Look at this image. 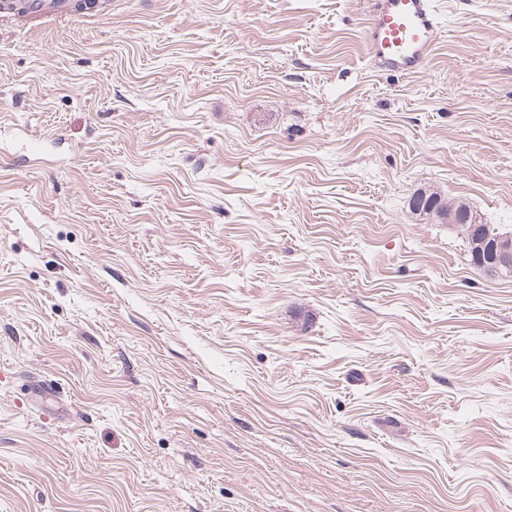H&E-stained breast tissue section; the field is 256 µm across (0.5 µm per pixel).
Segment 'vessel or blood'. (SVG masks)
<instances>
[{
	"label": "vessel or blood",
	"mask_w": 512,
	"mask_h": 512,
	"mask_svg": "<svg viewBox=\"0 0 512 512\" xmlns=\"http://www.w3.org/2000/svg\"><path fill=\"white\" fill-rule=\"evenodd\" d=\"M36 20L70 12L68 0H32ZM365 45L370 60L385 71L414 75L436 49L441 23L436 0H370Z\"/></svg>",
	"instance_id": "1"
}]
</instances>
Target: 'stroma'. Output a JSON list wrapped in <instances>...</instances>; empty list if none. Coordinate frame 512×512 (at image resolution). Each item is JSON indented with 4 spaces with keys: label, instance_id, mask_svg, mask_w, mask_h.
Segmentation results:
<instances>
[{
    "label": "stroma",
    "instance_id": "obj_1",
    "mask_svg": "<svg viewBox=\"0 0 512 512\" xmlns=\"http://www.w3.org/2000/svg\"><path fill=\"white\" fill-rule=\"evenodd\" d=\"M0 14V512H512V0ZM370 4L365 35L369 59L402 76L423 71L441 35L436 0H370ZM461 201L448 200L446 195L434 188L418 189L411 196L410 206L415 205L416 210L420 215L428 216V218L443 223L445 218L448 217V222L451 224H466L460 225L462 232L469 244V252L471 263L480 271L489 275L487 268L477 259V256L472 251V240L475 237H486L487 233L494 235V237H487L483 240L481 245V258L486 259L491 266L492 273L501 274L503 271H511L512 269V238L510 234L498 235L500 232H495L488 224H479V218L474 214L469 207L462 206L460 212L453 210L448 213V206H454ZM474 224H476L474 226ZM483 253V256H482Z\"/></svg>",
    "mask_w": 512,
    "mask_h": 512
}]
</instances>
